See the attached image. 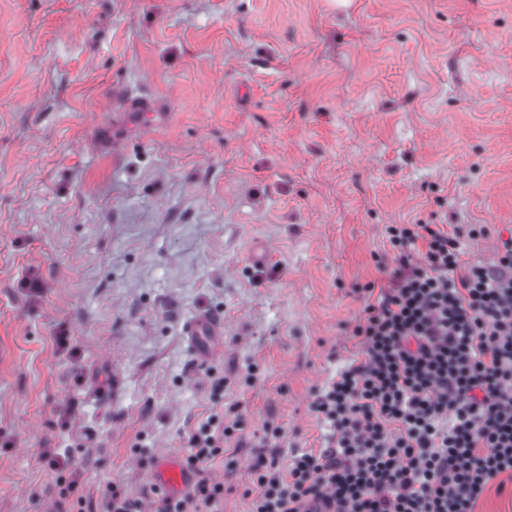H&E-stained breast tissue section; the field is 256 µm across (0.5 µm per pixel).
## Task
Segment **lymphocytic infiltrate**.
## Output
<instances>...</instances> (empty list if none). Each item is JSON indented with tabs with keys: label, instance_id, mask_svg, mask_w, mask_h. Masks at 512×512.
<instances>
[{
	"label": "lymphocytic infiltrate",
	"instance_id": "lymphocytic-infiltrate-1",
	"mask_svg": "<svg viewBox=\"0 0 512 512\" xmlns=\"http://www.w3.org/2000/svg\"><path fill=\"white\" fill-rule=\"evenodd\" d=\"M388 283L366 284L353 329L362 360L314 393L325 448L262 456L250 512H476L512 474V237L493 264H464L484 228L391 224ZM240 428L210 414L187 441L197 480L158 491L154 512H213L223 483L206 474Z\"/></svg>",
	"mask_w": 512,
	"mask_h": 512
}]
</instances>
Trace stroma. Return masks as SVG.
<instances>
[{
  "mask_svg": "<svg viewBox=\"0 0 512 512\" xmlns=\"http://www.w3.org/2000/svg\"><path fill=\"white\" fill-rule=\"evenodd\" d=\"M390 224L484 225L468 262L512 236V0H0V512H54L45 451L151 512L214 410L249 512L259 456L327 444ZM221 322L213 316H201L190 321L185 327V335L190 336L194 352L205 357L210 351V336H220Z\"/></svg>",
  "mask_w": 512,
  "mask_h": 512,
  "instance_id": "obj_1",
  "label": "stroma"
}]
</instances>
